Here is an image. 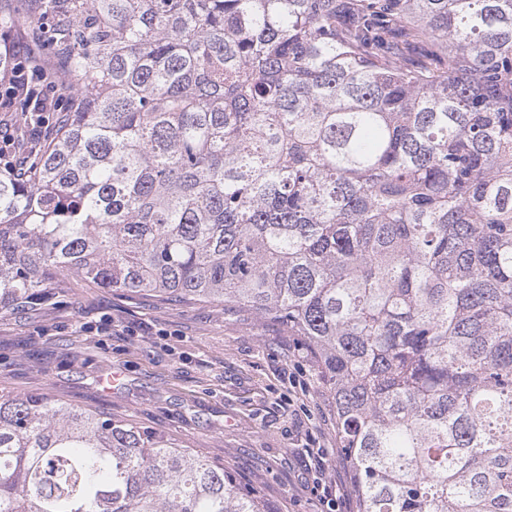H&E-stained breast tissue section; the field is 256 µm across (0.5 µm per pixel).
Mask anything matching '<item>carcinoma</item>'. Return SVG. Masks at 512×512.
I'll return each mask as SVG.
<instances>
[{"instance_id": "obj_1", "label": "carcinoma", "mask_w": 512, "mask_h": 512, "mask_svg": "<svg viewBox=\"0 0 512 512\" xmlns=\"http://www.w3.org/2000/svg\"><path fill=\"white\" fill-rule=\"evenodd\" d=\"M68 110L0 168V316L71 281L302 341L351 512H512V0H29ZM0 512H269L0 391Z\"/></svg>"}]
</instances>
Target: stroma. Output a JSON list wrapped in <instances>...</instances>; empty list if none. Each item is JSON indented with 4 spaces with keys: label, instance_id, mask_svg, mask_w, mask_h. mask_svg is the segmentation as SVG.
<instances>
[{
    "label": "stroma",
    "instance_id": "35a3bbf8",
    "mask_svg": "<svg viewBox=\"0 0 512 512\" xmlns=\"http://www.w3.org/2000/svg\"><path fill=\"white\" fill-rule=\"evenodd\" d=\"M0 43L54 67L24 0ZM111 333H90V326ZM121 372L118 386L108 379ZM0 390L49 392L111 411L223 463L256 486L271 512H323L314 487L348 492L336 415L306 347L234 307L68 288L39 311L0 317ZM326 450L318 464L314 449Z\"/></svg>",
    "mask_w": 512,
    "mask_h": 512
}]
</instances>
